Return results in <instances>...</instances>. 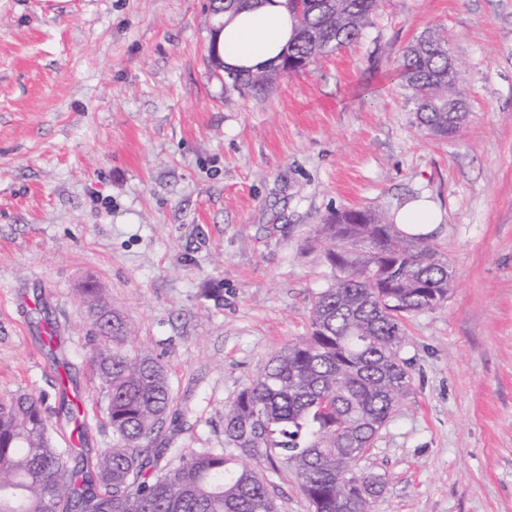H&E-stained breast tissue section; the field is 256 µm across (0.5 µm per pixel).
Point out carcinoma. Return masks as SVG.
Masks as SVG:
<instances>
[{
    "label": "carcinoma",
    "mask_w": 512,
    "mask_h": 512,
    "mask_svg": "<svg viewBox=\"0 0 512 512\" xmlns=\"http://www.w3.org/2000/svg\"><path fill=\"white\" fill-rule=\"evenodd\" d=\"M378 0H288L297 26L285 63L296 67L355 42ZM419 126L448 128L460 96L448 82V44L429 32L398 64ZM275 80L240 71L224 87L266 91ZM332 285L312 304V332L273 355L224 407V438L240 452L208 448L166 472L158 442L173 396L163 365L125 349L131 326L118 312L94 323L106 344L93 349L103 384L112 446L88 471L83 456L52 443L41 402L27 394L0 401V512H279L262 464L281 463L299 481L313 512H361L383 486L357 470L360 451L407 397L401 356L405 320L436 309L455 287L448 262L422 234H408L368 210H338L322 225ZM94 313L106 301L92 282L81 289Z\"/></svg>",
    "instance_id": "cac0c4a2"
}]
</instances>
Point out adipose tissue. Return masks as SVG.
Masks as SVG:
<instances>
[{"label":"adipose tissue","mask_w":512,"mask_h":512,"mask_svg":"<svg viewBox=\"0 0 512 512\" xmlns=\"http://www.w3.org/2000/svg\"><path fill=\"white\" fill-rule=\"evenodd\" d=\"M286 0H255L253 7L224 16L219 42L225 70H259L278 64L294 33Z\"/></svg>","instance_id":"1"}]
</instances>
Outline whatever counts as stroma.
Wrapping results in <instances>:
<instances>
[{
  "mask_svg": "<svg viewBox=\"0 0 512 512\" xmlns=\"http://www.w3.org/2000/svg\"><path fill=\"white\" fill-rule=\"evenodd\" d=\"M429 29L468 106L447 140L396 70ZM210 39L208 0H0V397L39 398L88 462L111 446L92 280L168 374L163 466L224 447L225 405L311 332L325 218L423 197L456 284L406 322L411 390L359 463L384 481L369 510L512 512V0H381L259 95L225 89Z\"/></svg>",
  "mask_w": 512,
  "mask_h": 512,
  "instance_id": "stroma-1",
  "label": "stroma"
}]
</instances>
